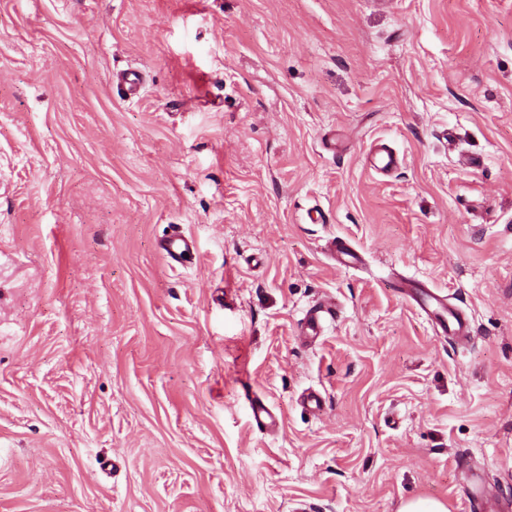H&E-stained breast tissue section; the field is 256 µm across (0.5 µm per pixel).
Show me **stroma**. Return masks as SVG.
Returning a JSON list of instances; mask_svg holds the SVG:
<instances>
[{
  "instance_id": "obj_1",
  "label": "stroma",
  "mask_w": 512,
  "mask_h": 512,
  "mask_svg": "<svg viewBox=\"0 0 512 512\" xmlns=\"http://www.w3.org/2000/svg\"><path fill=\"white\" fill-rule=\"evenodd\" d=\"M474 473L512 503V0H0V512H467ZM400 293L412 299L427 317L435 319L437 334L448 339L466 340L471 336L472 326L468 318L456 307L448 304L444 297L415 282H402ZM336 318L335 307L328 303H321L311 310L306 318L303 326V336H317L320 329L323 328L327 319L334 320Z\"/></svg>"
}]
</instances>
